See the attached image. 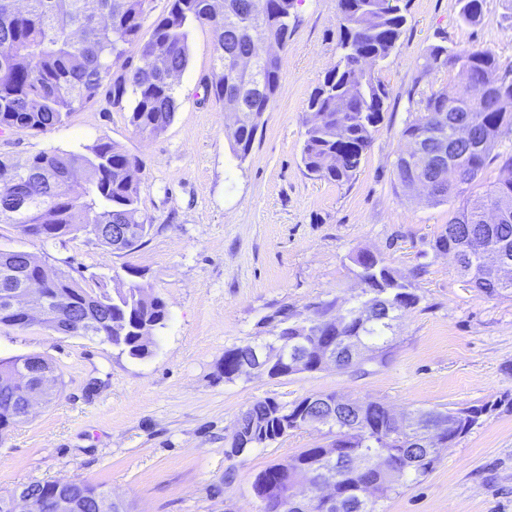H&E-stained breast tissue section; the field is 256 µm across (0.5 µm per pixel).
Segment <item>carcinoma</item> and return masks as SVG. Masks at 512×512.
Returning <instances> with one entry per match:
<instances>
[{
	"mask_svg": "<svg viewBox=\"0 0 512 512\" xmlns=\"http://www.w3.org/2000/svg\"><path fill=\"white\" fill-rule=\"evenodd\" d=\"M151 0H0V128L47 131L62 125L70 115L106 93L108 103L123 107L133 95L129 122L143 138H155L173 123L176 111L174 81L170 74L182 73L189 61L190 27L208 26L215 37V56L206 92L224 105L242 92L252 110L241 112L235 128L226 132L232 154L243 160L250 153L264 112L275 98L281 80L282 58L262 63V81L239 72L234 58L250 45L269 36L288 43L295 26V0H169L166 15L156 20L147 40H141ZM401 0H338L341 34L339 56L308 101L301 159L316 179L350 181L370 148L374 133L383 120L388 91L375 76L374 68L385 62L406 23ZM459 19L471 25L480 17L484 0H458ZM140 43L141 56H164L165 67L151 73L134 67L125 59L126 46ZM451 67L458 70L462 87L450 96L442 90L421 93L417 111L410 113L402 136L423 139L435 146L448 136L451 124L470 128V137L456 145L455 165L461 170L459 182H437L436 205L457 201L448 212V224L432 248L460 253V267L471 283L488 298L512 294V281L500 285L485 278L480 252L507 247L512 256V67L499 66L494 51L474 44L453 49L444 44L428 48L416 81ZM483 82L486 95L474 100L468 94L470 81ZM496 162L505 176L489 182L487 167ZM140 161L118 144L99 139L83 152H40L23 162L0 158V223L14 224L24 234L44 240H58L84 230L87 224L100 226L99 243L119 252L136 249L119 243L121 224L141 225L146 238L151 225L139 208L138 179L131 170ZM398 185L411 178L435 179L432 160L413 157L395 164ZM493 204L506 208L501 223H481L483 209ZM365 288L375 300L368 318L358 315L359 304L336 314V323L320 327L316 322L332 315L336 301L325 302L312 315L295 322L288 335L280 334L264 344L282 356L298 351L293 338L319 335L338 341L366 344L371 359L384 361L389 349L388 332L394 313L416 307L420 297L413 284L387 264L382 257L356 255L352 258ZM35 269L27 267L20 255L0 251V324L25 328L21 316L5 308L4 295L18 287L21 277ZM113 288H86L77 278L59 273L58 282L47 297L58 310L55 332L89 336L112 324L104 336L112 345L136 359L152 354L156 333L166 326V303L155 296L142 299L146 290L141 271L127 267L125 276L113 277ZM256 345L247 342L224 352V366L234 365L250 355ZM32 357L0 360V428L16 424L24 396L14 377L29 367ZM309 397L290 406L272 398L250 403L238 416L231 437L261 440L259 432L277 433L280 412L288 408L305 412ZM497 403L446 411L422 410L429 420L445 427L446 438L455 441L466 435L488 409ZM334 440L329 446L305 448L282 463L260 471L252 488L282 506L280 512H294L290 497L296 476L289 468H310L327 453L334 454L331 471L341 497L335 512H378L379 501L400 486L419 481L433 470L437 457L431 455L422 438L407 437L390 429L385 404L366 403L357 426L339 420L329 426ZM388 454L407 459L408 467L397 471H376L362 466L367 457ZM375 484V496L360 501L351 494L358 484ZM78 512H96L99 488L84 482L71 488ZM59 490L45 482L29 490L32 512H53Z\"/></svg>",
	"mask_w": 512,
	"mask_h": 512,
	"instance_id": "1",
	"label": "carcinoma"
}]
</instances>
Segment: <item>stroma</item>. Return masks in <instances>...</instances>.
<instances>
[{"mask_svg":"<svg viewBox=\"0 0 512 512\" xmlns=\"http://www.w3.org/2000/svg\"><path fill=\"white\" fill-rule=\"evenodd\" d=\"M402 3L407 23L379 71L387 110L347 183L310 177L301 162L308 100L337 60V0H296L281 87L245 159L230 150L222 103L204 93L215 38L198 24L174 83L176 118L162 135L140 137L128 110L102 97L45 132L0 130V157L14 160L79 151L101 138L119 144L142 164L140 210L152 226L141 247L115 252L81 232L59 243L0 224V250L28 252L92 288L136 267L169 310L144 359L95 337L0 324L1 360L39 355L59 379L51 399L0 436V490L74 479L128 512H258L256 474L330 435L299 430L230 459L224 450L238 415L258 399L289 404L334 392L397 413L492 403L479 425L441 449L431 473L379 510L512 512V295L483 296L452 255L433 251L448 205L403 194L395 176L421 92L462 86L451 68L418 80L427 48L482 44L501 67L512 66V0H484L473 25L460 22L458 0ZM362 249L382 254L420 297L394 321L385 363H369L362 376L329 368L224 379L225 350L271 340L279 308L304 318L322 302H354L362 286L349 257Z\"/></svg>","mask_w":512,"mask_h":512,"instance_id":"obj_1","label":"stroma"}]
</instances>
